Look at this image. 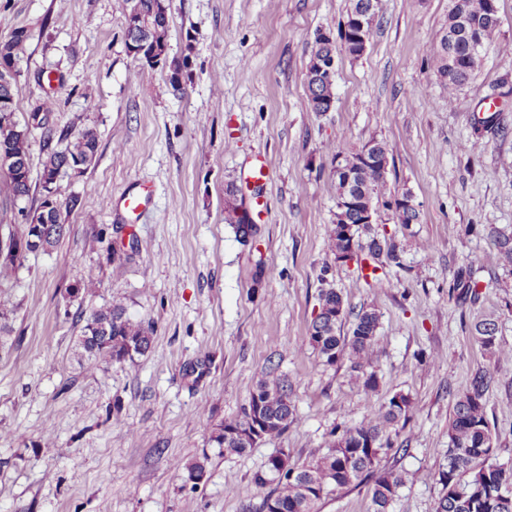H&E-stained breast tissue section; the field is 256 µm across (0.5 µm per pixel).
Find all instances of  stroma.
<instances>
[{
  "label": "stroma",
  "instance_id": "35a3bbf8",
  "mask_svg": "<svg viewBox=\"0 0 512 512\" xmlns=\"http://www.w3.org/2000/svg\"><path fill=\"white\" fill-rule=\"evenodd\" d=\"M450 0H381L367 49L336 59V102L313 112L306 75L317 32H337L350 0H171L168 53L187 58L183 88L135 60L122 0H0V40L30 32L16 113L52 99L57 132L30 135L31 192L13 200L0 169V222L22 232L41 194L47 148L94 128L98 151L79 177L63 175L67 232L0 280L11 332L0 341V512H261L252 481L285 451L300 467L327 451L331 429L363 421L395 394L414 413L384 457L405 484L390 512H435L444 494L448 418L479 370L499 374L485 395L496 460L512 464V363L486 351L474 326L491 318L512 348V267L492 232L512 234V0H497L502 38L480 73L448 96L427 49ZM495 114L493 126L478 120ZM480 138L482 148L461 143ZM387 143L385 197L411 191L419 223L401 229L380 209L373 230L402 243V266L338 262L330 248L337 140ZM266 164L267 181L245 174ZM235 181L246 208L262 200L249 243L224 222ZM143 186L148 206L126 216L112 202ZM477 266V297L454 286ZM120 275H113V268ZM98 286L74 287L87 276ZM351 311L373 310L376 392L351 381L310 344L321 289ZM149 324L153 343L133 359L85 370L82 319L112 305ZM289 382L296 419L243 455L210 442L240 416L268 373ZM207 460L201 483L184 466ZM371 481L324 494L316 512H372Z\"/></svg>",
  "mask_w": 512,
  "mask_h": 512
}]
</instances>
